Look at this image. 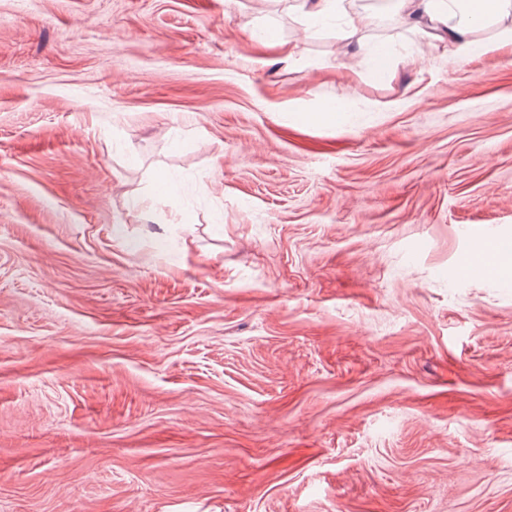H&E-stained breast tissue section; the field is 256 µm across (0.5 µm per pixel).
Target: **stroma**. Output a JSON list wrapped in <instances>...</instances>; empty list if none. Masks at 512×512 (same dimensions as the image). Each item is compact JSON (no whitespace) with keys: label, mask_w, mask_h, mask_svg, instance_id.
I'll list each match as a JSON object with an SVG mask.
<instances>
[{"label":"stroma","mask_w":512,"mask_h":512,"mask_svg":"<svg viewBox=\"0 0 512 512\" xmlns=\"http://www.w3.org/2000/svg\"><path fill=\"white\" fill-rule=\"evenodd\" d=\"M378 18L0 0V512H512V49ZM289 9L297 17L308 23H317L329 17L339 16L342 25L336 31V39L344 43L347 52L358 59L356 65L349 66V71L361 76L359 67L372 64L374 70L390 73L401 67L416 70L423 57L419 51H412L403 56H396L384 45H369L368 32L376 25V15L367 9H353L350 0H294Z\"/></svg>","instance_id":"stroma-1"}]
</instances>
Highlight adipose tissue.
<instances>
[{
  "mask_svg": "<svg viewBox=\"0 0 512 512\" xmlns=\"http://www.w3.org/2000/svg\"><path fill=\"white\" fill-rule=\"evenodd\" d=\"M386 7L402 28L447 43L456 58L471 59L512 46V0H386ZM291 9L300 20L313 24L341 17L336 38L359 64L389 73L416 70L422 61L416 51L398 56L385 46L369 44L376 16L352 8L350 0H294Z\"/></svg>",
  "mask_w": 512,
  "mask_h": 512,
  "instance_id": "obj_1",
  "label": "adipose tissue"
}]
</instances>
